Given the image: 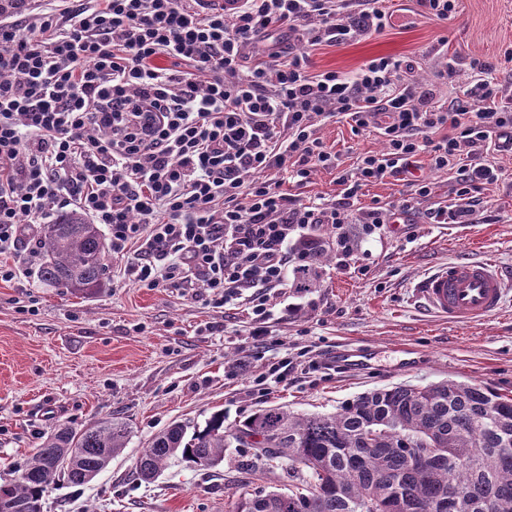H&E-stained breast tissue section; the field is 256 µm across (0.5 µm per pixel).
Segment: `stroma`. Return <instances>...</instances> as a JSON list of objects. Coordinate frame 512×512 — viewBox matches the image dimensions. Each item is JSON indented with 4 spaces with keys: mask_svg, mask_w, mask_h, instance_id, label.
I'll return each instance as SVG.
<instances>
[{
    "mask_svg": "<svg viewBox=\"0 0 512 512\" xmlns=\"http://www.w3.org/2000/svg\"><path fill=\"white\" fill-rule=\"evenodd\" d=\"M392 2L400 8L393 27L311 48L312 71L351 74L374 58L403 59L448 104L464 98L481 62L512 97V0H459L445 22L416 16L415 0ZM317 135L338 168L288 184L304 200L333 199L338 171L355 168L359 153L384 147L378 131L357 132L338 118ZM497 162L501 177L482 189L487 213L470 224H430L424 212L452 200L453 178L419 156L410 180H428L431 196L414 201L407 223L360 237L347 265L328 261L319 288L274 293L273 340L258 349L244 346L252 323L245 303L214 308L188 290L126 282L117 258L107 288L71 294L41 285L36 264L18 267L12 256L0 257L17 269L13 279L0 280V478H12L14 466L56 426L120 417L131 428L122 454L88 484H57L44 512H225L253 486L246 449H225L223 465L209 470L173 459L154 481L135 482V463L156 433L175 421L204 423L219 409L228 428L268 406L327 414L398 383L457 380L512 395V302L484 322L461 325L423 311L410 292L451 260L490 257L512 267V154L500 153ZM410 180L368 185L359 204L389 207L409 196ZM350 343L370 352L368 365L329 367V354ZM285 357L298 366L288 385L252 391L265 365Z\"/></svg>",
    "mask_w": 512,
    "mask_h": 512,
    "instance_id": "35a3bbf8",
    "label": "stroma"
}]
</instances>
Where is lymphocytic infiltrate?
<instances>
[{
	"instance_id": "f902f5d3",
	"label": "lymphocytic infiltrate",
	"mask_w": 512,
	"mask_h": 512,
	"mask_svg": "<svg viewBox=\"0 0 512 512\" xmlns=\"http://www.w3.org/2000/svg\"><path fill=\"white\" fill-rule=\"evenodd\" d=\"M386 0H241L230 14L198 0H42L33 15L0 12V255L28 264L22 236L70 206L107 230L128 281L202 283L221 308L249 291L265 344L273 292L301 259L293 246L318 224L346 238L381 232L378 207L358 201L420 155L453 172L454 205L435 224L471 223L512 149V99L484 65L482 106L436 103L411 63L366 62L354 75L311 70L310 47L383 32ZM168 66H159V59ZM381 130L386 146L340 173L338 198L304 202L282 190L336 156L316 129L335 117Z\"/></svg>"
}]
</instances>
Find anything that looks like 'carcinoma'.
I'll list each match as a JSON object with an SVG mask.
<instances>
[{
    "instance_id": "1",
    "label": "carcinoma",
    "mask_w": 512,
    "mask_h": 512,
    "mask_svg": "<svg viewBox=\"0 0 512 512\" xmlns=\"http://www.w3.org/2000/svg\"><path fill=\"white\" fill-rule=\"evenodd\" d=\"M42 284L74 294L106 286L110 256L100 225L78 211L58 212L40 227ZM307 259L293 266L288 287L303 293L320 286L330 258L322 238L301 241ZM131 430L118 418L85 428L61 425L43 436L17 478L0 482V512H43L45 493L63 481L82 486L108 468L126 448ZM246 448L256 479L288 464L294 488L262 484L228 502V512H429L448 497V472L473 490L454 512H512V396L470 383L397 384L362 393L328 415H303L282 407L258 410L231 428L224 411L204 424L174 422L157 433L132 477L154 479L178 459L197 469L224 464V449ZM435 453L414 462L418 449ZM473 463L458 467L456 459Z\"/></svg>"
}]
</instances>
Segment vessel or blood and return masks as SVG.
I'll list each match as a JSON object with an SVG mask.
<instances>
[{
  "mask_svg": "<svg viewBox=\"0 0 512 512\" xmlns=\"http://www.w3.org/2000/svg\"><path fill=\"white\" fill-rule=\"evenodd\" d=\"M413 290L424 310L469 324L502 312L512 294V271L490 258L453 260L420 278Z\"/></svg>",
  "mask_w": 512,
  "mask_h": 512,
  "instance_id": "1",
  "label": "vessel or blood"
}]
</instances>
